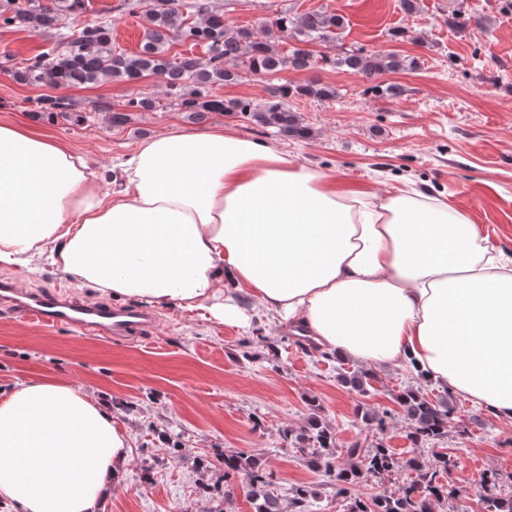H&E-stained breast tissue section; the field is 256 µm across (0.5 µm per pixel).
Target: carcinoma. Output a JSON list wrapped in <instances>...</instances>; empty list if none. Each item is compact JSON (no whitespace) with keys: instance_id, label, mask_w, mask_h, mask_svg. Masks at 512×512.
<instances>
[{"instance_id":"1","label":"carcinoma","mask_w":512,"mask_h":512,"mask_svg":"<svg viewBox=\"0 0 512 512\" xmlns=\"http://www.w3.org/2000/svg\"><path fill=\"white\" fill-rule=\"evenodd\" d=\"M85 0H0V27L21 28L34 33L48 29H62L66 21H74L83 14ZM148 34L137 54H126L112 47L111 28L106 22L93 21L69 35L61 49L42 51L25 61V66L14 71V79L34 86L77 87L112 79L135 83L147 75L163 78L167 94L191 119H200L210 113L241 114L258 125L271 128L288 137H306L307 127L290 102L299 98L319 101L334 100L336 87L318 80L303 83H269V99L255 103L246 99H222L210 94L217 84H231L241 78L240 68L251 74L270 78L286 69L305 71L317 65L359 74L373 82L368 91L391 96L397 87L378 81V78L417 67L418 59L402 56L395 51L365 48L343 49L332 52L346 27L345 18L334 12L320 11L302 16L278 14L262 23L260 30L236 28L227 23L224 14L211 9L207 0H149ZM174 40L202 45L209 58L202 62L195 56L171 58L168 46ZM286 43L290 48L281 49ZM322 45L324 52L312 47ZM155 108L154 99L138 93L128 98L112 112V125H122L127 113L149 111ZM69 104L64 99L44 96L29 112L32 118L45 114L66 113ZM374 375L355 371L343 378V384L360 395L368 393ZM451 396L436 400L425 397L420 390L410 387L396 396L407 423L408 439L417 446L438 443L448 435L451 414ZM287 438L309 449L304 455L306 465L323 470L336 492L349 497L348 512H434L435 507L455 498L453 486L442 481L443 474L453 467L448 453L434 451L432 462L424 464L416 456L405 460L384 443L365 448L356 441L345 449L348 463L334 464L337 451L336 435L317 415L308 417L307 425ZM224 477L243 476L249 486L254 512H283L280 499L270 490V473L261 457L241 452L224 453ZM401 469L410 470L415 477L407 485L390 494H379L369 499L352 494L355 486L368 478H383ZM496 472L484 474L480 500L485 512H512V495L496 492ZM314 492L299 485L292 491L291 512H306Z\"/></svg>"}]
</instances>
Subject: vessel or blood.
Returning a JSON list of instances; mask_svg holds the SVG:
<instances>
[{
  "instance_id": "obj_1",
  "label": "vessel or blood",
  "mask_w": 512,
  "mask_h": 512,
  "mask_svg": "<svg viewBox=\"0 0 512 512\" xmlns=\"http://www.w3.org/2000/svg\"><path fill=\"white\" fill-rule=\"evenodd\" d=\"M0 303L21 321L50 328L77 327L106 339L149 329L154 321L151 313L141 309L75 302L60 291L23 293L8 280H0Z\"/></svg>"
}]
</instances>
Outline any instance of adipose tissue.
Segmentation results:
<instances>
[{
  "label": "adipose tissue",
  "instance_id": "1",
  "mask_svg": "<svg viewBox=\"0 0 512 512\" xmlns=\"http://www.w3.org/2000/svg\"><path fill=\"white\" fill-rule=\"evenodd\" d=\"M104 193L83 156L0 125V262L52 253L113 297L246 324L224 284L370 366L412 362L512 420V256L417 192L343 187L253 140L173 131ZM92 394L32 379L0 393V500L12 512H98L129 461Z\"/></svg>",
  "mask_w": 512,
  "mask_h": 512
}]
</instances>
